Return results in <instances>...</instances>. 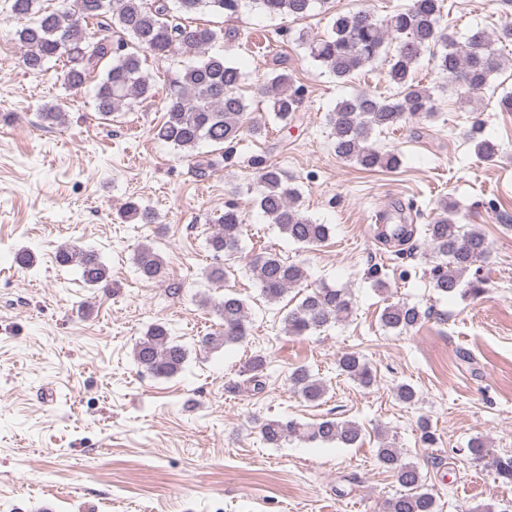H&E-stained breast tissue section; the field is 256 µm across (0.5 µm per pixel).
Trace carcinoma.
<instances>
[{"mask_svg":"<svg viewBox=\"0 0 512 512\" xmlns=\"http://www.w3.org/2000/svg\"><path fill=\"white\" fill-rule=\"evenodd\" d=\"M244 1L267 15L295 18L306 16L314 3V0H73L70 6L51 8L45 5V0H4L0 10L6 17L22 22L15 36L26 72L38 76L46 71L47 64L63 59L64 84L78 90L94 71L104 68L94 93L95 110L103 118L126 109L131 111L155 96L151 77L142 68L141 55L148 53L162 58L178 49L195 55L193 61L169 79L164 121L155 130L158 140L188 155L203 142L223 145L238 140L250 108L248 99L241 93V69L226 61L224 55L210 53L216 43L238 39L239 31L194 27L189 24V15L208 11L231 17L239 12ZM441 7V0H409L383 20L364 10L338 13L332 19L331 32L321 37L298 33L296 41L305 46L309 57L343 83L378 59L387 40L396 41L386 77L398 92L391 96L356 92L338 101L327 114L339 158L365 170L396 169L402 165L397 153L381 151L371 138L396 126L407 115L430 118L436 112L431 91L413 79L415 66L425 52L433 51L435 66L448 76L450 85L468 93L485 89L491 75L501 69V58L493 45L512 41V24L504 25L494 36L483 27H472L459 44L438 29ZM258 93L266 101L273 120L284 124L293 121L303 102L300 89L294 87L286 72L274 70L266 75ZM469 139L481 159L492 161L497 156V144L479 137L476 130L470 131ZM258 186L257 207L288 240L313 248L329 238L330 225L319 224L302 212L300 193L284 183L276 169H263ZM455 216L456 205L444 199L427 225L430 252L447 258V262L431 269L432 286L445 297L458 293L464 275L487 250L483 233L462 229ZM122 218L151 221L149 212L133 201L124 207ZM412 236L410 224L387 225L379 231L381 239L400 245ZM242 237L241 214L238 208L228 206L207 239L208 250L216 258L233 259L242 250ZM56 260L62 266H78L81 279L88 286H109L108 268L92 250L64 245L56 252ZM134 264L144 280L163 277V260L149 244L137 247ZM248 266L270 303L279 301L288 289L306 279L301 266L283 260L271 250L253 255ZM352 307L347 290L315 288L304 294L285 315L286 332L302 335L323 329L347 319ZM216 311L221 320L219 327L199 340L201 348L208 351L239 343L248 333L249 313L243 299L226 294L216 305ZM421 319L420 309L405 302L385 306L380 315L383 327L399 332L416 328ZM134 357L145 372L171 377L183 369L187 352L171 338L167 325L158 322L149 326L136 343ZM268 367L266 356L256 354L250 358L244 370L249 391L257 394L265 390ZM337 367L342 375L364 387L374 381L369 364L356 352L343 353ZM288 383L293 392L309 403L320 401L327 392L326 383L303 366L290 373ZM259 426L263 440L270 445L295 437L308 443L353 447L362 438L358 424L331 417L308 424L293 419H265ZM468 452L475 460L491 457L496 477L512 484V455H493L480 439L469 443ZM376 459L403 488L385 502V512H439L437 499L427 487L419 466L406 461L400 449L382 438L376 448Z\"/></svg>","mask_w":512,"mask_h":512,"instance_id":"1","label":"carcinoma"}]
</instances>
